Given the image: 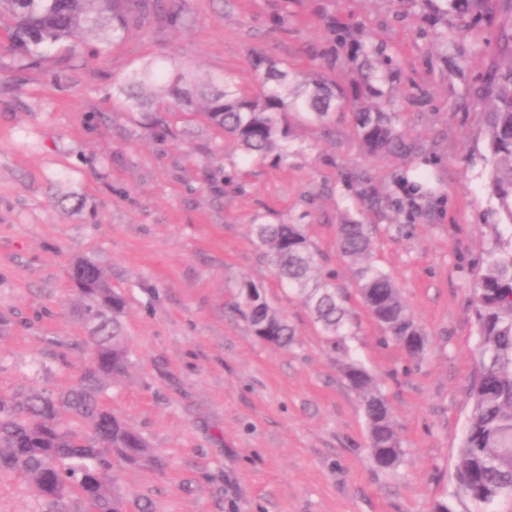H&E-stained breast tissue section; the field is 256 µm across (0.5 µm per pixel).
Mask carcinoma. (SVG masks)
I'll return each mask as SVG.
<instances>
[{
	"mask_svg": "<svg viewBox=\"0 0 512 512\" xmlns=\"http://www.w3.org/2000/svg\"><path fill=\"white\" fill-rule=\"evenodd\" d=\"M167 0H0V18L11 19L12 49L33 61L44 49L76 47L102 34L117 42L148 14L171 24L180 11ZM419 19L433 29V40L453 44L448 20L470 19V25L495 31V57L481 77L476 94L490 102L486 112L488 148L492 156L489 185L495 212L512 224V0H416ZM330 46L323 53L328 67L342 54L355 67L349 89L325 78L300 80L288 64L258 53L253 58L255 89L248 93L230 71L197 90L186 71L159 65L134 71L121 90L136 102L147 90H158L191 108L202 105L206 122L233 138L255 163L277 166L288 158L290 112H302L326 125L329 114L355 112L361 146L370 153H418L421 146L397 129L382 86L393 83L399 64L393 51L352 32L334 16L326 17ZM253 233L280 281L296 289L332 350L347 351L343 295L316 277L317 253L297 224L254 225ZM338 247L355 265V289L365 306L407 352L424 350L425 338L401 301L390 276L370 262L371 239L361 221L347 217L339 224ZM84 300L81 314L89 325L92 358L75 385L60 398L44 390L20 400L0 397V473L24 477L36 494L57 504L76 494L84 512H127L126 500L113 475L112 459L139 467L158 463L155 450L121 422L101 401L107 380L123 373L129 350L121 321L124 300L89 260L71 268ZM472 309L478 335L475 368L467 388L469 410L458 448L453 480L457 494L486 512L505 495L512 496V241L498 243L476 279ZM243 313L257 336L273 337L287 347L294 330L252 286L241 288ZM346 384L361 401L371 455L385 469L403 455L389 407L371 374L360 364L342 366Z\"/></svg>",
	"mask_w": 512,
	"mask_h": 512,
	"instance_id": "carcinoma-1",
	"label": "carcinoma"
}]
</instances>
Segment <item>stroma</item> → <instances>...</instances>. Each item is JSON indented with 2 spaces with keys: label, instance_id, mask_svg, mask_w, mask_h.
<instances>
[{
  "label": "stroma",
  "instance_id": "stroma-1",
  "mask_svg": "<svg viewBox=\"0 0 512 512\" xmlns=\"http://www.w3.org/2000/svg\"><path fill=\"white\" fill-rule=\"evenodd\" d=\"M177 25L148 19L119 42L94 40L31 62L0 21V394H59L91 350L72 264L95 262L126 301V372L103 393L113 414L159 458L151 469L116 464L128 503L153 512H470L452 475L468 411L477 336L471 288L507 235L490 212L487 101L478 79L494 36L460 29L464 52L449 73L413 0H182ZM348 20L395 53L397 125L419 154L367 153L351 111L329 127L290 113L291 154L249 162L232 139L171 97L136 107L119 86L148 63L196 78L235 72L254 88L264 52L341 86L345 59L323 66V13ZM432 174L434 193L414 216L370 207L405 199L397 181ZM367 224L371 261L390 275L426 339L410 358L364 306L337 227ZM301 225L317 247L320 278L348 295L347 352H332L302 297L281 284L259 248L257 223ZM250 284L295 330L282 349L236 311ZM374 377L404 455L392 470L371 460L347 361ZM0 512H48L30 484L0 473Z\"/></svg>",
  "mask_w": 512,
  "mask_h": 512
}]
</instances>
